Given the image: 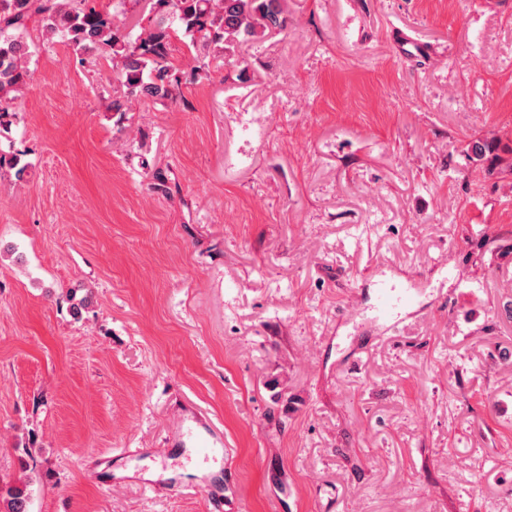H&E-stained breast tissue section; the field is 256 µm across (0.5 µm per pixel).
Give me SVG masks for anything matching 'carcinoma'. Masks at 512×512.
<instances>
[{
	"label": "carcinoma",
	"mask_w": 512,
	"mask_h": 512,
	"mask_svg": "<svg viewBox=\"0 0 512 512\" xmlns=\"http://www.w3.org/2000/svg\"><path fill=\"white\" fill-rule=\"evenodd\" d=\"M150 27L131 39L109 12L86 0H0V130L30 77L34 41L55 38L76 50L97 52L112 61L120 93L112 111L128 112L147 100L175 102L180 77L172 37L192 53L199 69L223 59L221 53L288 29L285 0H154ZM27 484L0 487V512H28Z\"/></svg>",
	"instance_id": "1"
}]
</instances>
